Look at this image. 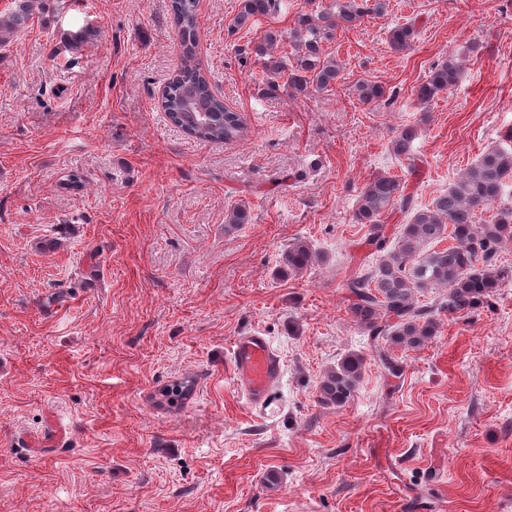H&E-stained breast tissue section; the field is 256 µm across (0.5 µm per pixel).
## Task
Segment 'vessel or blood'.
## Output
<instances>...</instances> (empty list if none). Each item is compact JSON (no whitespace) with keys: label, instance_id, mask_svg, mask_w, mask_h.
<instances>
[{"label":"vessel or blood","instance_id":"vessel-or-blood-1","mask_svg":"<svg viewBox=\"0 0 512 512\" xmlns=\"http://www.w3.org/2000/svg\"><path fill=\"white\" fill-rule=\"evenodd\" d=\"M234 382L254 411L271 417L280 409L274 388L282 374V361L267 336L251 331L235 337L231 346Z\"/></svg>","mask_w":512,"mask_h":512}]
</instances>
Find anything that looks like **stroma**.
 <instances>
[{"mask_svg": "<svg viewBox=\"0 0 512 512\" xmlns=\"http://www.w3.org/2000/svg\"><path fill=\"white\" fill-rule=\"evenodd\" d=\"M238 3L197 4L200 59L246 119L235 143L190 138L158 106L180 59L168 0H44L0 45V512H408L415 496L512 512V282L437 312L396 377L345 286L376 262L355 219L369 181L402 178L421 207L512 136V0H389L325 43L341 77L304 94L268 91L244 49L310 0L243 28ZM401 23L416 36L398 53ZM451 53L459 84L420 105ZM363 79L386 97L361 103ZM409 125L414 174L391 147ZM236 207L249 220L225 231ZM298 239L320 261L278 276ZM253 330L284 363L272 419L232 378L231 343ZM350 353L355 396L320 404Z\"/></svg>", "mask_w": 512, "mask_h": 512, "instance_id": "35a3bbf8", "label": "stroma"}]
</instances>
